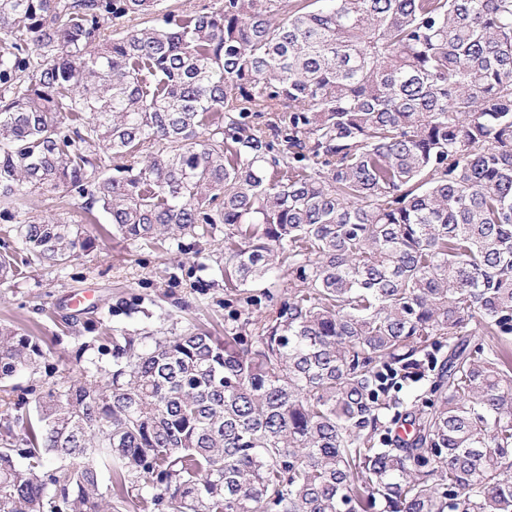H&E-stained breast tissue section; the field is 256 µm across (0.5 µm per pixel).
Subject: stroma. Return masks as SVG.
Here are the masks:
<instances>
[{"label":"stroma","instance_id":"obj_1","mask_svg":"<svg viewBox=\"0 0 512 512\" xmlns=\"http://www.w3.org/2000/svg\"><path fill=\"white\" fill-rule=\"evenodd\" d=\"M81 200L63 190L29 197L17 220L29 217L80 220ZM96 248L66 267L32 264L24 277L0 281V323H10L41 337L49 365L37 374L13 380L11 402H28L32 386H48L74 375L80 344L94 334H77L64 320L85 309L99 321L100 332L137 331L170 336L198 327L220 336L232 313L243 310L248 297L284 293L288 281L273 272L263 280L230 289L224 285V233L193 239L126 241L113 234L106 219L92 226Z\"/></svg>","mask_w":512,"mask_h":512}]
</instances>
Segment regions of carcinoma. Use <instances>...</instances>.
<instances>
[{
  "label": "carcinoma",
  "mask_w": 512,
  "mask_h": 512,
  "mask_svg": "<svg viewBox=\"0 0 512 512\" xmlns=\"http://www.w3.org/2000/svg\"><path fill=\"white\" fill-rule=\"evenodd\" d=\"M162 2L0 0V207L69 189L134 242L224 224L228 284L285 267L288 297L222 338L81 344L4 415L0 512H512V0L132 24ZM10 232L57 267L96 242ZM46 360L0 324V392Z\"/></svg>",
  "instance_id": "obj_1"
}]
</instances>
